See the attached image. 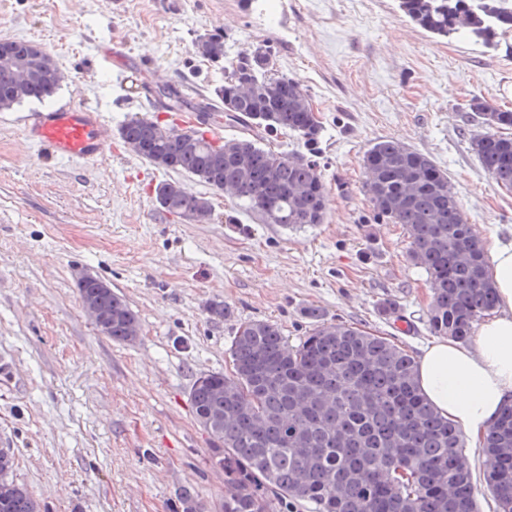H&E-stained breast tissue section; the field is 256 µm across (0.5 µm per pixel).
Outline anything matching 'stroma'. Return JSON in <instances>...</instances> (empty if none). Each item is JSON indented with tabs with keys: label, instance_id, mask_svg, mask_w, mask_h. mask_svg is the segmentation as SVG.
Listing matches in <instances>:
<instances>
[{
	"label": "stroma",
	"instance_id": "obj_1",
	"mask_svg": "<svg viewBox=\"0 0 512 512\" xmlns=\"http://www.w3.org/2000/svg\"><path fill=\"white\" fill-rule=\"evenodd\" d=\"M203 33L224 34L238 56L265 46L309 93L323 127L324 223H262L184 175L212 202L211 220L191 223L159 208L168 172L117 133L88 164L48 160L24 140L20 116L49 104H101L116 129L158 116L142 101L156 71L209 94L224 69L193 54ZM6 39L41 45L64 75L49 102L0 112V443L42 512H175L185 488L221 512L224 473L190 391L201 374L230 373L240 323H275L295 345L316 307L414 356L434 342L429 277L408 257L404 226L376 218L363 188L373 142L431 156L483 246L512 242V189L481 167L470 142L483 126L465 110L475 95L512 109V32L490 44L437 37L398 0H0ZM106 40L153 70L120 77L99 65ZM85 272L127 301L135 342L97 330L80 300ZM219 300L228 318L210 316Z\"/></svg>",
	"mask_w": 512,
	"mask_h": 512
}]
</instances>
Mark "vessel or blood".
Masks as SVG:
<instances>
[{
    "label": "vessel or blood",
    "mask_w": 512,
    "mask_h": 512,
    "mask_svg": "<svg viewBox=\"0 0 512 512\" xmlns=\"http://www.w3.org/2000/svg\"><path fill=\"white\" fill-rule=\"evenodd\" d=\"M25 138L53 159L96 162L112 149V130L92 105L51 107L21 122Z\"/></svg>",
    "instance_id": "vessel-or-blood-1"
}]
</instances>
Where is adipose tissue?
Wrapping results in <instances>:
<instances>
[{"label":"adipose tissue","mask_w":512,"mask_h":512,"mask_svg":"<svg viewBox=\"0 0 512 512\" xmlns=\"http://www.w3.org/2000/svg\"><path fill=\"white\" fill-rule=\"evenodd\" d=\"M491 256L496 314L482 324L474 342L443 338L417 358L422 394L477 452L501 411L512 404V243L493 245Z\"/></svg>","instance_id":"1"}]
</instances>
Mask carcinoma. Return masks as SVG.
Wrapping results in <instances>:
<instances>
[{
    "mask_svg": "<svg viewBox=\"0 0 512 512\" xmlns=\"http://www.w3.org/2000/svg\"><path fill=\"white\" fill-rule=\"evenodd\" d=\"M411 22L440 37L465 36L483 44L512 31V0H398ZM195 56L224 66V82L191 109L224 111L264 133H284L302 154L275 151L254 137L215 142L197 130H177L158 119L131 117L124 143L158 169L199 178L236 206L269 224H322L327 194L313 160L322 125L308 93L274 71L261 46L233 59L221 34L198 36ZM64 77L38 75L0 60V111L45 101ZM166 111L186 108L172 85L157 87ZM489 131L472 139L482 167L512 189V110L473 96L466 104ZM364 189L375 215L402 224L409 258L429 275L428 325L461 341L496 307L485 253L449 188L448 174L426 154L398 140L380 139L364 156ZM161 209L206 223L212 206L181 183L155 187ZM100 309L121 297L85 289ZM308 336L290 345L271 322L239 325L232 341V376L203 374L191 390L198 423L217 440L210 456L224 471L222 512H287L309 503L314 512H479L473 466L464 436L419 391L416 361L404 348L342 323L318 309ZM130 309L112 313L106 336L125 342L138 332ZM497 459L484 482L494 512H512V406L484 440ZM14 454L0 448V512H40L28 488L9 478Z\"/></svg>",
    "mask_w": 512,
    "mask_h": 512,
    "instance_id": "carcinoma-1",
    "label": "carcinoma"
}]
</instances>
